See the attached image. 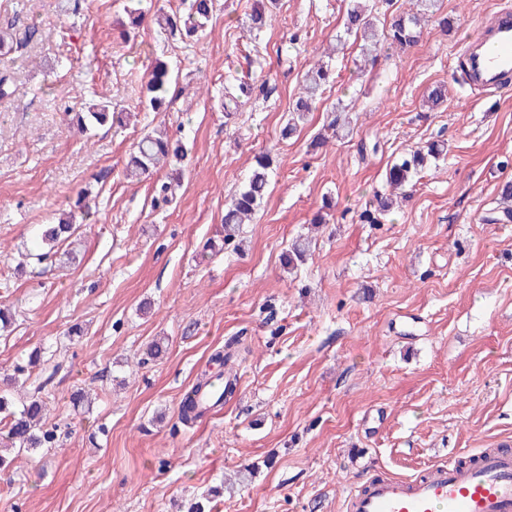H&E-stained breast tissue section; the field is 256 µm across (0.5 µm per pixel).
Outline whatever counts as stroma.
<instances>
[{"label": "stroma", "mask_w": 512, "mask_h": 512, "mask_svg": "<svg viewBox=\"0 0 512 512\" xmlns=\"http://www.w3.org/2000/svg\"><path fill=\"white\" fill-rule=\"evenodd\" d=\"M261 0H215L206 33L171 40L129 30L133 0H0L36 26L0 52L14 99L0 101V373L41 349L47 423L60 448L0 473V512H345L353 486L412 477L478 448L512 445V222L494 223L512 180V91L475 97L456 73L460 40L496 0H442L457 25L428 22L418 45L335 43L349 0H277L259 37L243 23ZM334 80L294 138L279 136L307 70L327 47ZM174 75L167 107L141 101L151 59ZM265 96L225 120L219 101L243 73ZM447 99L429 108L437 85ZM109 102L124 126L78 133L66 120ZM348 135L321 147L337 103ZM185 156L175 203L125 158L156 127ZM441 140L444 158L414 180L383 223L361 215L408 150ZM273 165L243 246L200 259L224 235V206L258 153ZM94 211L76 263L29 259L44 225L78 192ZM332 199L325 224L311 221ZM311 236L296 272L281 254ZM79 324L84 334L69 339ZM165 352L146 358L148 344ZM230 347L238 388L183 425L178 407L214 349ZM89 406L69 404L77 390Z\"/></svg>", "instance_id": "stroma-1"}]
</instances>
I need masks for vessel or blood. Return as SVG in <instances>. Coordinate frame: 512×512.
Listing matches in <instances>:
<instances>
[{"label": "vessel or blood", "mask_w": 512, "mask_h": 512, "mask_svg": "<svg viewBox=\"0 0 512 512\" xmlns=\"http://www.w3.org/2000/svg\"><path fill=\"white\" fill-rule=\"evenodd\" d=\"M461 80L477 95L512 87V6L457 50ZM346 512H512V452H477L471 466L435 463L413 478L385 477L349 491Z\"/></svg>", "instance_id": "1"}]
</instances>
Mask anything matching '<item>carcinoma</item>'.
Here are the masks:
<instances>
[{
  "label": "carcinoma",
  "instance_id": "1",
  "mask_svg": "<svg viewBox=\"0 0 512 512\" xmlns=\"http://www.w3.org/2000/svg\"><path fill=\"white\" fill-rule=\"evenodd\" d=\"M371 0H349L346 13L345 35L363 40L362 53L364 64H374L378 51L382 46L389 48L411 47L415 45L421 34L422 19L433 15L436 9L435 0H411L413 8L402 12L386 23L380 20L374 7L369 5ZM185 11L173 14L157 13L153 23L163 31H180L187 37H194L204 32L214 11V0H185ZM268 22L266 8L258 7L245 21L244 28L249 32H260ZM331 69L322 61L309 69L304 77L302 91L296 100L293 113L287 124L281 130V137H292L298 123L304 120L306 113L312 111V105L324 92V86L330 81ZM172 73L165 61L158 60L151 67L144 80L145 96L149 106L155 110L167 103ZM254 91L253 85L240 81L224 87V112L231 116L232 111L240 109L248 103ZM110 105L96 104L85 112L74 113L83 131L107 122L112 124L124 123L125 113L109 111ZM443 154V144L431 142L407 153L401 159L393 162L387 170V182L395 187L410 183L429 159H438ZM183 158L184 149L180 141L175 140L162 131L145 134L129 153L125 164L128 175H143L150 177L153 170L163 165L169 157ZM271 159L269 154L256 156L255 166L246 184L241 187L224 210V240L223 244L236 243L240 236L241 227L252 221L260 208L268 184ZM181 186V174L176 172L152 183L153 200L156 204H168L176 198V192ZM86 195L80 194L74 208L63 212L57 222L45 226L41 234V243L37 248L36 259L44 262L57 257L59 246L68 242L78 230L77 220L89 219L90 206L85 203ZM66 261L75 259L74 252L61 255ZM310 256V241L306 238L295 239L284 255V262L294 269L305 264ZM40 362V353H33L27 363L16 364L10 381L22 391L21 408H13L11 400L0 396V423L3 424L4 434L0 436V446L17 453H28L39 448L52 449L59 447V436L55 428H47L43 424L45 410V395L51 378H46L35 385L29 384L33 368ZM221 382V391L212 398L211 408L224 404V396L228 394L224 373L212 374L207 371L197 377L191 389L187 391L180 403L179 419L184 423H192L203 417L198 396L201 392L214 386V381Z\"/></svg>",
  "mask_w": 512,
  "mask_h": 512
}]
</instances>
